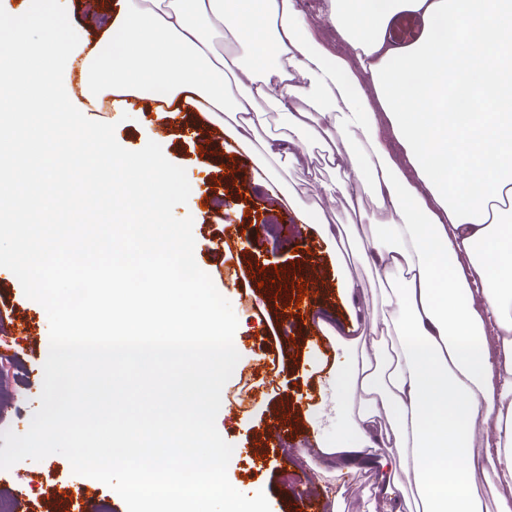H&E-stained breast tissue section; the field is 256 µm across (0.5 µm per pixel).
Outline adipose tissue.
I'll list each match as a JSON object with an SVG mask.
<instances>
[{
  "label": "adipose tissue",
  "mask_w": 512,
  "mask_h": 512,
  "mask_svg": "<svg viewBox=\"0 0 512 512\" xmlns=\"http://www.w3.org/2000/svg\"><path fill=\"white\" fill-rule=\"evenodd\" d=\"M104 46L79 35L63 49L81 62L82 99L58 101L57 76L31 41L47 28L29 10L0 48V112L55 101L57 111H85L106 100L131 112L149 99L172 120L201 112L224 124L228 149L256 150L257 182L315 225L332 257L350 308L349 321L321 318L319 327L340 352L328 372L345 389V432L315 440L323 466L369 464L387 512H403L401 474H413L422 512H512V0H320L347 46L335 52L296 9L294 0H118ZM411 12L420 36L397 48L391 20ZM230 35L240 53L238 76H224L215 37ZM279 109L284 131L262 137L267 109ZM82 157L68 142L52 156L41 195L49 207L38 224H80V235L26 244L18 262L30 284L43 288L48 253L76 256L86 248L112 258L111 354L97 361L56 345L47 353L56 374L74 377L73 397H86L89 370L112 363L111 397H143L140 379L160 363L174 369L170 395L151 408L176 430L183 427L181 389L195 393L194 413L207 418L214 386L237 368V325L205 289L206 273L182 275L193 246L183 236H143L136 253L114 248L95 226L97 212L74 209L60 176L109 177L112 221L160 223L175 186L164 156L146 140L136 157L111 150L109 130L85 138ZM321 158L346 177L323 185L352 203L346 223L331 221L284 179V170ZM374 207L362 211L361 192ZM151 266L140 283L133 263ZM370 269L388 287L370 320L358 301L363 281L349 266ZM170 293L160 328L136 322L133 310ZM192 300L199 325L185 322ZM399 343L386 366L379 337ZM186 446L146 439L136 423L101 433L81 458L84 470L111 472L122 460V493L140 512H198L208 498L224 512H265L262 491L241 495L228 482L227 451L203 428L187 430ZM182 458L179 471L165 468Z\"/></svg>",
  "instance_id": "1"
}]
</instances>
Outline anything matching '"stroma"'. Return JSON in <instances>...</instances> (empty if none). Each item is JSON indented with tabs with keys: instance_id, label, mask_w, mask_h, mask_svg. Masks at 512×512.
Returning <instances> with one entry per match:
<instances>
[{
	"instance_id": "1",
	"label": "stroma",
	"mask_w": 512,
	"mask_h": 512,
	"mask_svg": "<svg viewBox=\"0 0 512 512\" xmlns=\"http://www.w3.org/2000/svg\"><path fill=\"white\" fill-rule=\"evenodd\" d=\"M45 14L55 16L59 38L82 27L96 35L100 25L90 19L87 0H66L67 15L56 16L55 0H33ZM84 133L100 126L110 130L114 149L138 152L145 138L160 147L171 171L182 182L169 196L162 223L142 225L146 235L177 232L190 235L193 266L206 271L205 288L224 302V315L239 326L238 353L244 366L225 374L224 387L206 420L208 438L222 442L231 453L224 461L227 476L241 494L262 490L276 512H303L306 498L337 502L340 512H386L375 492L372 467L323 474L306 461L303 452L311 429L333 438L344 427L336 414L339 387L319 371L320 355H331L328 341L319 339L316 323L292 318L293 297L287 281H306L313 310L348 318L325 246L304 224L291 223L290 212L258 185L242 187L240 156L224 148V131L199 113L188 114L184 127L172 126L167 112L124 113L100 108L81 113ZM262 205L273 225L258 237L246 239L237 228L245 211ZM210 213H203V206ZM198 221L186 224L189 213ZM278 263L283 276L269 270ZM250 280H243L242 272ZM28 322L32 334L15 331ZM279 339L276 368L259 377L251 372L266 351L269 323ZM50 345L45 309L26 297L17 277L0 268V497L10 499L13 512H67L87 486L96 495L87 512H136L137 505L121 495V469L111 479L83 474L77 460L102 429L122 430L141 422L148 434L165 438L172 430L149 407L124 400L113 403L100 420L86 418V403L70 399L65 384L50 376L45 355ZM69 413L65 428H57L56 409ZM282 427L284 443L277 457L262 461L265 440ZM23 496H16V486Z\"/></svg>"
}]
</instances>
